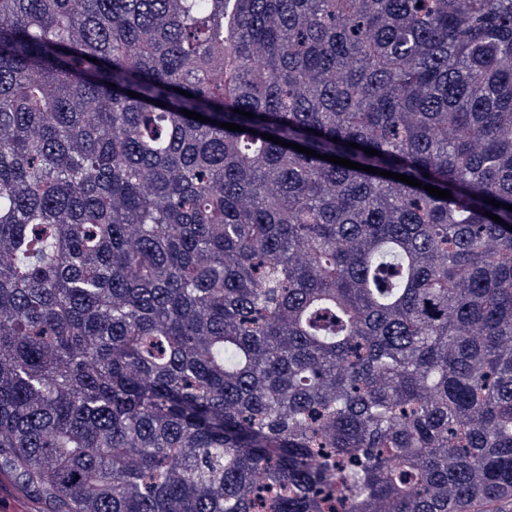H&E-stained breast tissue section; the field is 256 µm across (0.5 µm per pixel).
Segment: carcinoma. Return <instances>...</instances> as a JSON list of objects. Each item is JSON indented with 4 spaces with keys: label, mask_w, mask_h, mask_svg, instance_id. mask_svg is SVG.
<instances>
[{
    "label": "carcinoma",
    "mask_w": 512,
    "mask_h": 512,
    "mask_svg": "<svg viewBox=\"0 0 512 512\" xmlns=\"http://www.w3.org/2000/svg\"><path fill=\"white\" fill-rule=\"evenodd\" d=\"M486 198L512 0H0V472L51 512L512 506Z\"/></svg>",
    "instance_id": "1"
}]
</instances>
